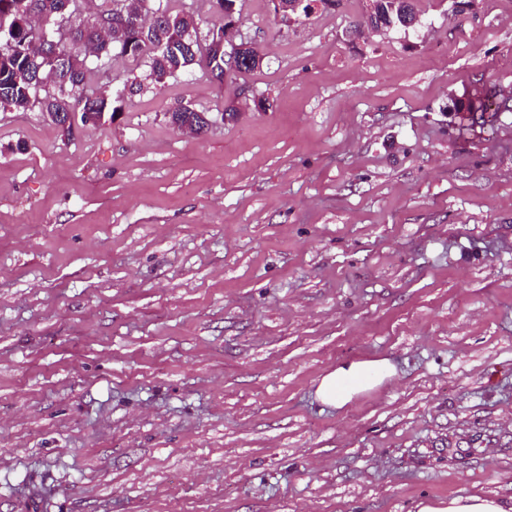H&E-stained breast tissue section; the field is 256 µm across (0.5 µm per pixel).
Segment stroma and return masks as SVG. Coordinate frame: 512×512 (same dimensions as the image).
Wrapping results in <instances>:
<instances>
[{
  "mask_svg": "<svg viewBox=\"0 0 512 512\" xmlns=\"http://www.w3.org/2000/svg\"><path fill=\"white\" fill-rule=\"evenodd\" d=\"M470 2L354 39L363 0H240L260 69L69 140L0 112V512L512 497V107L458 109L512 99V0ZM379 358L392 381L317 398ZM167 123L174 128L182 130L190 128L195 133H199L209 125L208 117L204 112H198L190 106H180L172 112H168ZM393 375L394 368L386 358L344 363L321 377L316 395L322 403L340 408Z\"/></svg>",
  "mask_w": 512,
  "mask_h": 512,
  "instance_id": "obj_1",
  "label": "stroma"
}]
</instances>
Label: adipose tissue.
<instances>
[{
  "mask_svg": "<svg viewBox=\"0 0 512 512\" xmlns=\"http://www.w3.org/2000/svg\"><path fill=\"white\" fill-rule=\"evenodd\" d=\"M393 374L394 368L385 358L344 363L321 377L316 395L322 403L340 408ZM419 512H512V498L457 496L445 503H423Z\"/></svg>",
  "mask_w": 512,
  "mask_h": 512,
  "instance_id": "adipose-tissue-1",
  "label": "adipose tissue"
}]
</instances>
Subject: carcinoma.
Wrapping results in <instances>:
<instances>
[{
    "label": "carcinoma",
    "mask_w": 512,
    "mask_h": 512,
    "mask_svg": "<svg viewBox=\"0 0 512 512\" xmlns=\"http://www.w3.org/2000/svg\"><path fill=\"white\" fill-rule=\"evenodd\" d=\"M155 0H100L94 14L74 24L80 10L72 0H0V110L28 112L35 108L48 115L69 138L75 125L97 127L113 121L121 95L110 97L87 90V61L110 69L115 57L142 59L145 70L126 76L124 86L140 92L197 65L224 82V61L199 42V21L194 15L171 13L154 7ZM417 16L415 0L381 4L373 24L379 30L400 26L398 13ZM250 73L264 55L250 42H240ZM467 111L487 121L501 105L486 96L469 99ZM79 113V123L65 115ZM167 123L198 133L208 127L205 113L180 106L167 113Z\"/></svg>",
    "instance_id": "obj_1"
}]
</instances>
